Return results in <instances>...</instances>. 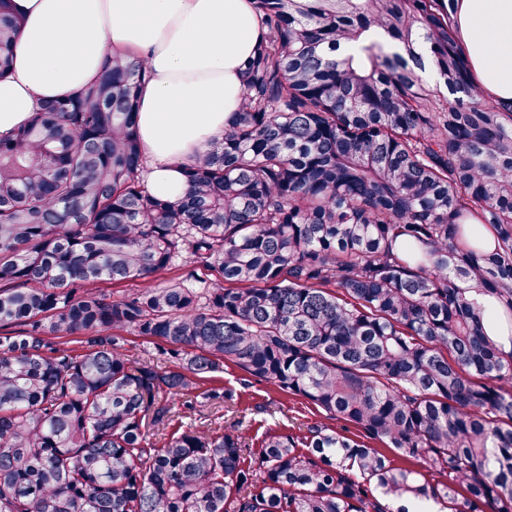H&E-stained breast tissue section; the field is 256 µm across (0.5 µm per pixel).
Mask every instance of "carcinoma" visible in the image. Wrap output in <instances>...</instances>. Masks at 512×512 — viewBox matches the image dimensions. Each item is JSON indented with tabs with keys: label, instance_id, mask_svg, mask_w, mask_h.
Returning a JSON list of instances; mask_svg holds the SVG:
<instances>
[{
	"label": "carcinoma",
	"instance_id": "obj_1",
	"mask_svg": "<svg viewBox=\"0 0 512 512\" xmlns=\"http://www.w3.org/2000/svg\"><path fill=\"white\" fill-rule=\"evenodd\" d=\"M253 3L242 105L181 202L142 176L139 56L0 138V512H512V349L478 302L512 342V105L456 0ZM20 28L0 0V77ZM183 259L220 279L159 284ZM229 365L359 435L267 433L254 463L242 419L184 425L230 412L196 393Z\"/></svg>",
	"mask_w": 512,
	"mask_h": 512
}]
</instances>
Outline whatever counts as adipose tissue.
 I'll use <instances>...</instances> for the list:
<instances>
[{"label": "adipose tissue", "mask_w": 512, "mask_h": 512, "mask_svg": "<svg viewBox=\"0 0 512 512\" xmlns=\"http://www.w3.org/2000/svg\"><path fill=\"white\" fill-rule=\"evenodd\" d=\"M23 25L0 79V137L45 100L95 83L107 56L134 52L147 80L134 116L150 192L186 194L188 160L241 106L242 72L265 29L251 0H13ZM457 32L478 85L512 102V0H457Z\"/></svg>", "instance_id": "1"}]
</instances>
